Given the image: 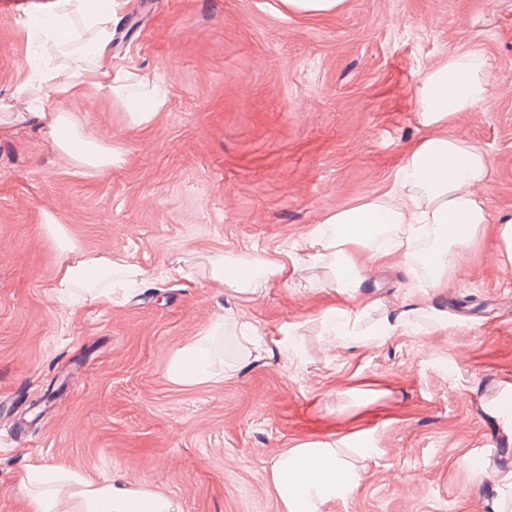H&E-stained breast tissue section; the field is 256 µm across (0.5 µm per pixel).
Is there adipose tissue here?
I'll return each mask as SVG.
<instances>
[{"label":"adipose tissue","mask_w":512,"mask_h":512,"mask_svg":"<svg viewBox=\"0 0 512 512\" xmlns=\"http://www.w3.org/2000/svg\"><path fill=\"white\" fill-rule=\"evenodd\" d=\"M128 2L49 0L37 34L38 85L72 99L91 90L123 99L128 76L112 65V25ZM488 91L485 59L475 53L449 52L447 62L429 70L416 89L421 122L427 127L449 124L483 102ZM28 118L74 167L103 173L123 162L120 149L89 137L73 113L42 110L29 113ZM487 175L485 151L468 138L424 137L408 151L389 190L324 219L308 237L299 260L307 264L328 260L330 286L351 296L358 293L370 266L380 261L420 263L427 272L425 290L445 288L459 253L479 226L489 221L477 194ZM43 228L54 236L62 253L55 282L59 291L83 285L88 300L96 301L149 285L147 272L125 259L108 254L75 256L62 224L53 216H46ZM282 274V267L265 263L260 270H249L247 277H229L220 255L206 269L217 285L255 295L266 279ZM323 324L327 336L357 343L392 336L405 327L406 320L386 319L369 329L361 327L359 318L329 313ZM211 340V334H204L174 355L168 369L174 383L192 386L213 380ZM270 479L284 512H321L323 504L351 491L356 475L341 449L326 444L280 454L271 464ZM67 481L75 489L78 507L43 491L33 497L31 512H175L171 500L116 479L92 484L71 475Z\"/></svg>","instance_id":"1"}]
</instances>
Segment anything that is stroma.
<instances>
[{
  "label": "stroma",
  "instance_id": "stroma-1",
  "mask_svg": "<svg viewBox=\"0 0 512 512\" xmlns=\"http://www.w3.org/2000/svg\"><path fill=\"white\" fill-rule=\"evenodd\" d=\"M38 2L0 8V101L76 113L124 161L81 170L34 124H0V512H29L35 466L145 486L179 512H284L273 459L334 442L357 483L322 512H512V426L499 421L512 411V264L497 226L512 216V0H346L324 17L282 0H132L113 64L133 72L129 96L164 99L142 128L120 102L28 82ZM453 50L490 73L487 99L448 128L488 155L490 221L447 288L414 293L392 263L355 297L321 266L256 299L202 276L219 253L284 261L327 216L390 188L429 133L415 89ZM47 214L78 255L125 258L151 285L67 303ZM179 258L187 278L168 279ZM408 308L411 328L357 346H329L321 326L330 310L373 327ZM226 313L223 378L171 381L176 352ZM360 438L370 453L353 451Z\"/></svg>",
  "mask_w": 512,
  "mask_h": 512
}]
</instances>
